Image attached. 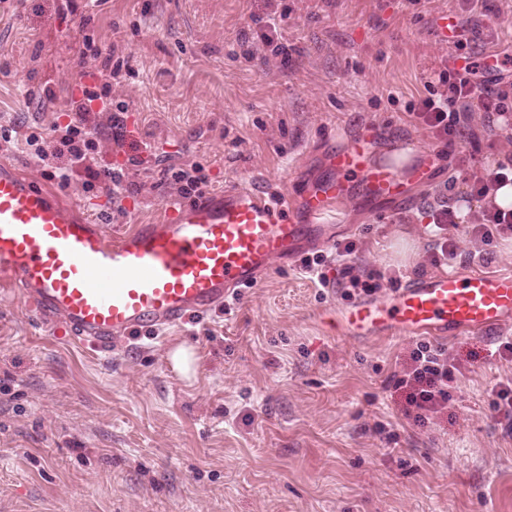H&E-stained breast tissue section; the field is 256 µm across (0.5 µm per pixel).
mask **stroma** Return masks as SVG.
Segmentation results:
<instances>
[{
  "instance_id": "35a3bbf8",
  "label": "stroma",
  "mask_w": 512,
  "mask_h": 512,
  "mask_svg": "<svg viewBox=\"0 0 512 512\" xmlns=\"http://www.w3.org/2000/svg\"><path fill=\"white\" fill-rule=\"evenodd\" d=\"M441 15L468 28L465 48L438 39ZM268 20L289 59L260 40ZM94 45L124 61L111 92L122 143L96 117L99 162L125 165L123 192L84 187L81 173L60 188L106 230L194 204L171 177L187 164L208 195L301 190L326 175L328 150L371 127L375 156L439 160L392 209L337 202L356 274L435 273L428 211L451 179L456 267L512 272V239L480 264L467 227L482 204L466 197L512 154V115L463 113L449 152L408 113L458 53L512 51V0H0V162L59 186L12 133L67 124L69 101L100 91ZM131 154L144 165L126 166ZM347 303L277 264L229 307L103 353L0 300V512H512V415L494 406L512 357H489L496 334L445 341L452 398L417 427L389 381L415 338L341 336L327 315ZM179 347L191 375L170 359Z\"/></svg>"
}]
</instances>
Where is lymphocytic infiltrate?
<instances>
[{"mask_svg":"<svg viewBox=\"0 0 512 512\" xmlns=\"http://www.w3.org/2000/svg\"><path fill=\"white\" fill-rule=\"evenodd\" d=\"M497 65L481 64L473 57H466L462 68L451 69L440 76L441 88L430 93L412 106L411 113L418 124L446 146H455L461 134L462 113L477 110L504 115L512 107L511 98L499 80L494 79ZM95 92H86L83 98L71 100V118L66 125L52 126L50 138L41 133H27L25 140L37 146L39 160H58L57 177L61 184H68L73 173L84 172L90 180L108 187H120L121 170L100 166L97 162L99 131L92 125L89 114L96 100ZM458 216L448 200H440L431 211V232L435 248L431 262L436 266H452L457 257ZM468 232L483 244L502 238L512 239V209L484 210L475 215ZM357 250L356 242L349 241L336 251V263L341 267V277L330 281L324 270L325 260L320 255H307L301 259L304 273L314 276L321 287L337 286L347 296L375 295L381 288L373 279L361 278L348 266V258ZM410 364L403 374L392 376L393 389L405 395L404 415L414 425L425 426L440 413L451 398L449 384L455 378L456 365L449 360L444 348L417 342L409 354Z\"/></svg>","mask_w":512,"mask_h":512,"instance_id":"1","label":"lymphocytic infiltrate"}]
</instances>
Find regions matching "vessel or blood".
<instances>
[{
    "instance_id": "1",
    "label": "vessel or blood",
    "mask_w": 512,
    "mask_h": 512,
    "mask_svg": "<svg viewBox=\"0 0 512 512\" xmlns=\"http://www.w3.org/2000/svg\"><path fill=\"white\" fill-rule=\"evenodd\" d=\"M372 139L362 133L329 153V174L305 193L301 218L288 216L287 203L237 185L169 208L161 223L112 233L53 186L0 162V287L97 349L160 333L223 307L235 290L307 245L333 244L334 234L314 223L338 200L355 194L401 202L405 178L424 179V168L403 175L375 161ZM329 319L344 336L488 334L512 323V272L463 269L419 277Z\"/></svg>"
}]
</instances>
